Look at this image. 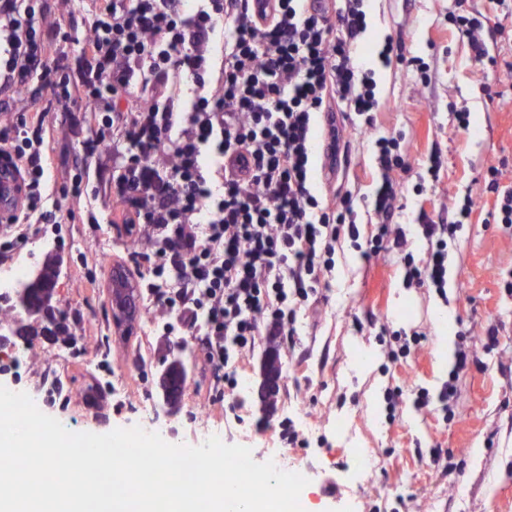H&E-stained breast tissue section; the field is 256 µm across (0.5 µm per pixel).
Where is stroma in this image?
Returning <instances> with one entry per match:
<instances>
[{
    "label": "stroma",
    "instance_id": "obj_1",
    "mask_svg": "<svg viewBox=\"0 0 512 512\" xmlns=\"http://www.w3.org/2000/svg\"><path fill=\"white\" fill-rule=\"evenodd\" d=\"M99 0H55L44 26L62 25L65 48L77 61ZM457 15L476 17L489 55L499 64L479 67L452 25ZM369 65L375 71L378 112L371 128L342 124L348 163L341 175L354 189L356 222L373 220L371 200L380 171L373 142L401 137L409 171L395 172L405 209L400 217L405 251L367 256L350 240L336 247L335 270L320 300L302 310L298 344L281 352L282 383L275 413L258 401L261 360L258 338L238 367V387L224 402H207L213 376L202 354L185 336H164L156 327L160 309L143 306L139 328L124 336L105 332L112 317L107 280L126 248L110 219L114 204L108 174L120 161L105 155L86 174V194L73 196L67 174L93 135L91 118L75 120L66 104L50 119L57 148L44 159L47 191L70 224L46 226L0 258V270L18 263L35 268L47 252L61 258L58 311L72 328L65 341L46 332L15 335L0 324L6 345L22 349L25 371L0 365V385L29 382L61 360L72 387L68 408L43 405L44 414L66 421L73 432L105 434L116 428L161 423L172 444L196 445L203 434L223 431L224 441L250 448L257 462L274 461L309 483L300 495L303 512H512V225L485 218L497 202L489 166H498L500 186L512 185V0H370L367 7ZM402 44V61L382 65L385 39ZM469 111L470 127L458 129L455 112ZM441 156L430 175L429 155ZM472 195L477 206L448 246V288H409L403 255L426 256L419 224L451 218L453 203ZM98 217L85 222L86 209ZM447 308L452 338L449 356L469 350L477 366L453 373L437 354L433 315ZM499 328L497 342L487 332ZM410 348L399 360L387 352L399 338ZM107 346L109 358L97 352ZM186 367L183 400L173 411L163 402L157 379L167 359ZM453 385L448 403L436 395ZM429 391L426 409L414 405L415 389ZM291 418L312 442L290 448L279 424ZM442 448L446 458L431 463Z\"/></svg>",
    "mask_w": 512,
    "mask_h": 512
}]
</instances>
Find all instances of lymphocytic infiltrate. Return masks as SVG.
Here are the masks:
<instances>
[{
    "label": "lymphocytic infiltrate",
    "instance_id": "f902f5d3",
    "mask_svg": "<svg viewBox=\"0 0 512 512\" xmlns=\"http://www.w3.org/2000/svg\"><path fill=\"white\" fill-rule=\"evenodd\" d=\"M181 0H102L77 63L62 26L38 16L51 0H0V95L38 82L51 100L91 113L96 131L85 160L109 147L126 154L110 188L125 240L154 239L153 253L131 252L147 265L140 283L162 307L163 335L187 334L225 391L236 365L258 337L295 347V323L335 268L341 235L365 239L371 253L404 249L393 226L404 206L394 171L408 170L396 138L375 141L381 184L372 200L378 218L368 236L356 225L348 185L329 198L312 184V149L320 114L377 111V83L357 45L366 29L365 0H343L340 27L315 0H202L183 17ZM224 35V59L210 46ZM48 109L18 114L0 134V157L18 168L25 211L7 234L27 239L31 224H62L47 205L42 157L52 143ZM220 163L206 168L208 148ZM475 206L464 197L445 224H424L423 264L405 259L417 287L444 289L448 245Z\"/></svg>",
    "mask_w": 512,
    "mask_h": 512
}]
</instances>
